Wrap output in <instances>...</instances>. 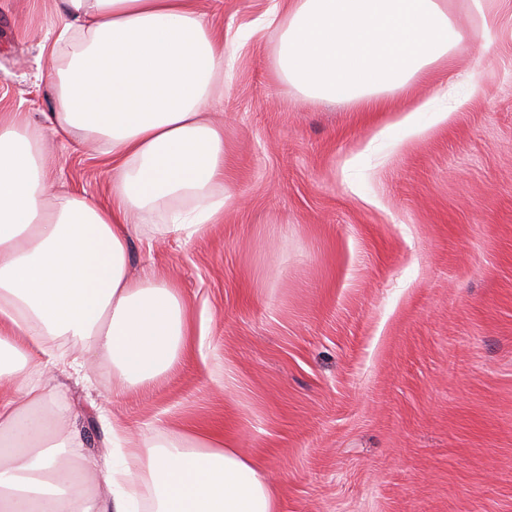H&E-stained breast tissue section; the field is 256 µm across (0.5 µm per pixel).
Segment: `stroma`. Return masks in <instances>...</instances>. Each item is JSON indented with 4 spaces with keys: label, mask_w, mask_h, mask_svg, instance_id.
<instances>
[{
    "label": "stroma",
    "mask_w": 512,
    "mask_h": 512,
    "mask_svg": "<svg viewBox=\"0 0 512 512\" xmlns=\"http://www.w3.org/2000/svg\"><path fill=\"white\" fill-rule=\"evenodd\" d=\"M274 0H198L232 59L224 96V221L190 242L139 236L135 267L173 280L201 351L112 399V365L55 346L57 403L87 453L106 417L219 428L276 485L280 512H512V0L492 57L470 48L415 82L433 98L477 73L480 97L418 138L380 112L318 100L277 70ZM54 0H0V119L53 111L41 79ZM39 133L57 191L109 198L88 143Z\"/></svg>",
    "instance_id": "35a3bbf8"
}]
</instances>
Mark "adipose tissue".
I'll return each instance as SVG.
<instances>
[{
  "mask_svg": "<svg viewBox=\"0 0 512 512\" xmlns=\"http://www.w3.org/2000/svg\"><path fill=\"white\" fill-rule=\"evenodd\" d=\"M478 34L445 0H287L280 75L305 94L381 108L472 37L491 49L499 18L470 0ZM60 30L44 121L93 139L109 162L101 203L58 194L27 115L0 121V512H279L262 468L222 434L157 432L149 450L112 426V454H83L75 415L52 396L48 346L68 337L112 365L113 398L173 372L192 342L179 288L133 276L144 223L184 242L224 218V39L196 0H56Z\"/></svg>",
  "mask_w": 512,
  "mask_h": 512,
  "instance_id": "ef3b65f1",
  "label": "adipose tissue"
}]
</instances>
